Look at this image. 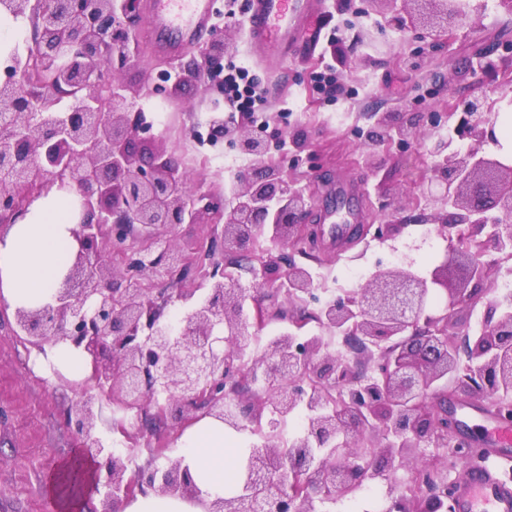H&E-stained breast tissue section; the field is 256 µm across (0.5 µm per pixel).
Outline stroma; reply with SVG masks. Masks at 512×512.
<instances>
[{"instance_id":"1","label":"stroma","mask_w":512,"mask_h":512,"mask_svg":"<svg viewBox=\"0 0 512 512\" xmlns=\"http://www.w3.org/2000/svg\"><path fill=\"white\" fill-rule=\"evenodd\" d=\"M318 19L337 31L335 44L319 43L309 55L291 60L279 76L257 59L246 28L225 21L228 10L242 12L248 0H213V21L222 25L230 45L226 62L250 64L267 88V125L262 132L267 161L278 165L288 181L325 195L337 182L354 188L362 224L384 222L382 204L397 208L407 224L388 238L367 235L335 250L327 242L294 254L298 266L314 276L318 291L342 297L360 288L381 269L403 267L427 275L431 253L447 243L429 216L414 209L412 197L430 176L428 149L433 140L454 138L460 149L469 140L456 137L453 123L430 136L399 146L361 147L373 112L447 111L460 92L487 98L498 113H507L512 92V13L499 0H482L479 12L448 37L433 40L414 27L388 22L387 0H320ZM151 0H142L137 24L138 48L122 73L138 89L159 83L170 67L152 48ZM491 50L493 74L475 78L471 68ZM136 104L153 117L149 147H164L201 192L222 195L225 185L255 166L230 138L212 140L209 122L223 116L224 99L216 89L187 85L162 97H140ZM12 309L0 311V512H58L46 483L48 474L77 449L66 415L80 396L81 380L67 368L13 335ZM101 412L97 436L126 458L130 470L145 467L155 449L177 460L182 454L172 437L178 415L124 412L110 398L96 396ZM137 427L134 437L117 423Z\"/></svg>"}]
</instances>
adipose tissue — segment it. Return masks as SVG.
<instances>
[{"instance_id":"ef3b65f1","label":"adipose tissue","mask_w":512,"mask_h":512,"mask_svg":"<svg viewBox=\"0 0 512 512\" xmlns=\"http://www.w3.org/2000/svg\"><path fill=\"white\" fill-rule=\"evenodd\" d=\"M72 196L52 190L0 235V297L14 308L52 302L54 291L77 251ZM188 465L204 497L224 494V473L236 467L240 451L222 423L203 418L180 438Z\"/></svg>"}]
</instances>
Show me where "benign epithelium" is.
I'll use <instances>...</instances> for the list:
<instances>
[{
    "label": "benign epithelium",
    "instance_id": "7a95c632",
    "mask_svg": "<svg viewBox=\"0 0 512 512\" xmlns=\"http://www.w3.org/2000/svg\"><path fill=\"white\" fill-rule=\"evenodd\" d=\"M415 6L420 26L435 38L453 34L480 8L472 0H403ZM141 0H0V12L28 16L33 46L14 54L0 80V230L17 223L40 194L22 195L34 182L69 189L80 210L79 249L56 290L55 301L13 312L15 335L39 348L68 344L91 365L88 381L124 411L156 408L192 423L209 416L238 431L268 412L271 427L298 407L307 411L301 436L288 447L271 437L253 447L246 486L252 512H315V499L336 497L365 484L385 483L387 512H455L448 459L474 460L466 433L448 416L453 393L501 398L512 385V299L485 304L482 330L472 334L455 315L489 292L495 265L512 259V160L481 152L497 142V114L481 97L461 95L448 112H372L369 149L412 137L453 119L473 146L462 152L454 140L437 142L432 175L424 182V205L439 203L436 232L448 252L429 276L408 268L380 270L360 288L323 306L319 325L356 343L369 364L363 370L331 353L321 336L300 343L292 328L301 319L285 308L281 336L246 362L250 329L267 312L247 313V289L213 264L203 300L177 323L164 318L172 296L155 281L190 267L171 241L150 238L158 226L198 224L211 214L224 223V250L242 252L261 236L280 247L262 259L265 291L292 305L315 289L311 273L293 260L295 249L316 241L322 228L306 224L314 195L294 187L280 168L264 161L266 141L253 130L211 120V135L236 133L238 149L258 164L237 176L224 199L203 194L176 158L163 148L141 149L147 131L135 97L116 77L130 58L133 23ZM228 46L213 27L199 49L173 67L175 86L205 85L224 71ZM497 210L490 216L488 211ZM152 239L148 245L133 235ZM121 268L112 269V254ZM492 261L484 260L489 254ZM109 351L112 366L100 364ZM342 389L345 400L330 403ZM93 397L75 402L68 414L82 451L93 461L92 492L103 494L101 512L147 487L202 505L204 512H242L238 496L205 502L188 469L177 461L126 476L125 459L94 437ZM371 448L387 463L423 485L409 495L388 470L361 459ZM444 449L443 466L424 468L426 449Z\"/></svg>",
    "mask_w": 512,
    "mask_h": 512
}]
</instances>
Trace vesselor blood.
Returning <instances> with one entry per match:
<instances>
[{
  "label": "vessel or blood",
  "instance_id": "vessel-or-blood-1",
  "mask_svg": "<svg viewBox=\"0 0 512 512\" xmlns=\"http://www.w3.org/2000/svg\"><path fill=\"white\" fill-rule=\"evenodd\" d=\"M315 0H250L248 39L263 51L270 69L288 57L314 50L319 42L310 20ZM212 0H153L151 29L160 53L175 58L197 44L210 29ZM482 448L505 452L512 447V426L490 422L479 440ZM456 512H512V486L487 470L465 473L456 486Z\"/></svg>",
  "mask_w": 512,
  "mask_h": 512
}]
</instances>
